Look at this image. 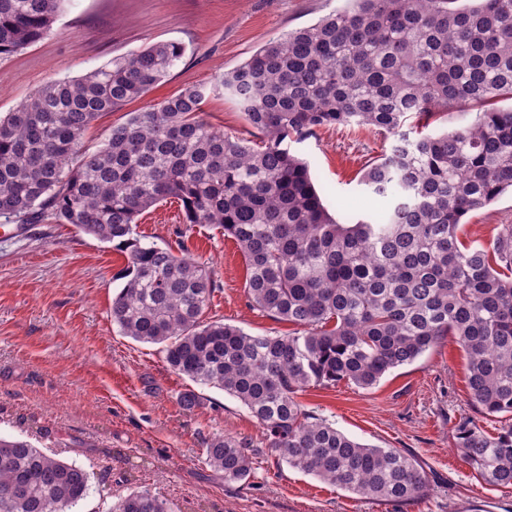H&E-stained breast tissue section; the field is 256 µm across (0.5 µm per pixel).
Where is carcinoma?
<instances>
[{"mask_svg": "<svg viewBox=\"0 0 512 512\" xmlns=\"http://www.w3.org/2000/svg\"><path fill=\"white\" fill-rule=\"evenodd\" d=\"M64 2L0 0V56L43 39ZM184 53L154 43L52 81L0 118V218L117 242L127 263L110 317L122 335L161 346L173 372L238 399L289 467L366 499L409 502L429 483L416 459L352 440L298 393L340 381L369 390L456 337L473 405L509 422L494 435L463 422L455 448L485 485L512 487V224L497 225L487 247L458 235L470 212L512 192V107L497 106L512 98V0H351L221 78L249 137L207 121L208 90L191 86L83 150L101 113L142 98ZM472 111L466 126L419 131L437 113ZM348 125L392 137L361 178L389 201L379 220L339 222L288 148ZM168 199L184 223L215 224L237 242L251 307L296 329L250 334L204 319L208 267L136 233L138 216ZM256 455L251 440L219 434L202 462L245 484ZM88 491L83 468L0 437V512H71ZM108 512L172 510L133 490Z\"/></svg>", "mask_w": 512, "mask_h": 512, "instance_id": "obj_1", "label": "carcinoma"}]
</instances>
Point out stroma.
I'll return each instance as SVG.
<instances>
[{
	"instance_id": "stroma-1",
	"label": "stroma",
	"mask_w": 512,
	"mask_h": 512,
	"mask_svg": "<svg viewBox=\"0 0 512 512\" xmlns=\"http://www.w3.org/2000/svg\"><path fill=\"white\" fill-rule=\"evenodd\" d=\"M346 0H68L51 33L22 53L0 58V115L40 86L78 78L156 42L181 43L185 54L163 83L87 130L99 144L133 112L190 86L207 87L205 117L230 136L247 126L217 81L267 40L318 22ZM387 141L374 129L330 127L290 145L306 159L331 213L353 222L377 212L360 178ZM512 224V194L472 211L460 228L467 242L490 243ZM142 242L184 249L209 267L214 291L205 317L246 332L290 331L249 307L246 264L235 240L212 224H186L171 199L138 219ZM124 249L69 224L17 230L0 219V435L28 441L83 467L90 490L76 512H98L103 495L138 485L174 512H512V487L490 490L461 458L455 426L478 417L469 398L467 362L445 337L413 363L387 373L372 390L346 382L311 388L298 399L349 438L415 456L432 485L429 496L398 505L361 498L288 467L270 453L261 429L234 397L200 387V407L178 402L190 380L173 373L160 346L120 333L109 310L121 287ZM216 433L252 438L258 450L249 485H225L200 461Z\"/></svg>"
}]
</instances>
